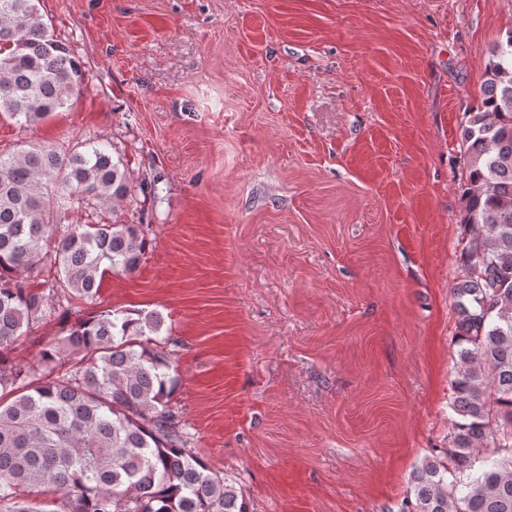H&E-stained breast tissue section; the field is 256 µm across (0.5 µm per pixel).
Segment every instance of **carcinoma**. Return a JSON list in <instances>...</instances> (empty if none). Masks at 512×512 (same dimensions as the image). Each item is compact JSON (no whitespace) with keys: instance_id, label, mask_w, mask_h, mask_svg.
I'll list each match as a JSON object with an SVG mask.
<instances>
[{"instance_id":"carcinoma-1","label":"carcinoma","mask_w":512,"mask_h":512,"mask_svg":"<svg viewBox=\"0 0 512 512\" xmlns=\"http://www.w3.org/2000/svg\"><path fill=\"white\" fill-rule=\"evenodd\" d=\"M460 131L467 169L458 346L444 460L411 475V512H512V35L484 68ZM73 50L35 0H0V114L44 121L83 89ZM129 159L110 143L0 153V512H248L243 491L193 448L171 406L175 366L157 311L78 315L35 361L23 339L52 315L46 285L94 299L148 247ZM128 201L124 218L94 209ZM492 453L480 457L483 449Z\"/></svg>"}]
</instances>
